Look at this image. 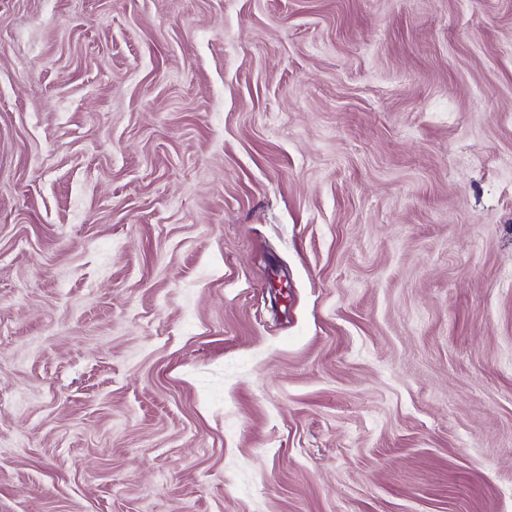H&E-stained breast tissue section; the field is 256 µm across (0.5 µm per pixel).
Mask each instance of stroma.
<instances>
[{"label":"stroma","instance_id":"35a3bbf8","mask_svg":"<svg viewBox=\"0 0 512 512\" xmlns=\"http://www.w3.org/2000/svg\"><path fill=\"white\" fill-rule=\"evenodd\" d=\"M0 512H512V0H0Z\"/></svg>","mask_w":512,"mask_h":512}]
</instances>
